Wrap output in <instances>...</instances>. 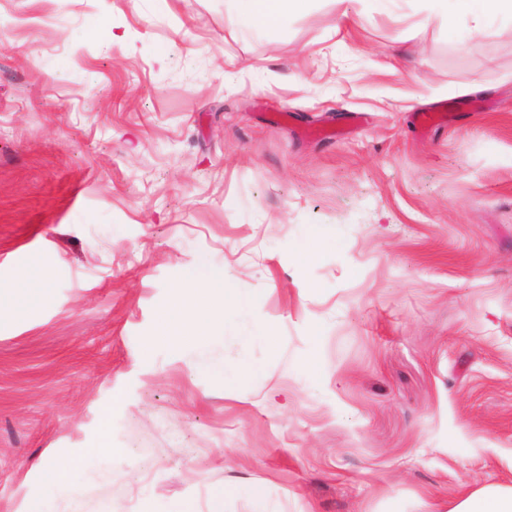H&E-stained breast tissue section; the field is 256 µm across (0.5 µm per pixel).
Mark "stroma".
<instances>
[{
    "label": "stroma",
    "instance_id": "obj_1",
    "mask_svg": "<svg viewBox=\"0 0 512 512\" xmlns=\"http://www.w3.org/2000/svg\"><path fill=\"white\" fill-rule=\"evenodd\" d=\"M21 256L53 300L0 322V512H448L512 487L501 20L0 0V289ZM203 263L243 303L179 345L161 316ZM105 414L113 449L84 457ZM49 456L72 490L45 491ZM72 466L73 463L67 459L47 457L38 464V470L45 485L52 489H63L67 486Z\"/></svg>",
    "mask_w": 512,
    "mask_h": 512
}]
</instances>
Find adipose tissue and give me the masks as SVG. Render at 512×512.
Listing matches in <instances>:
<instances>
[{
	"instance_id": "ef3b65f1",
	"label": "adipose tissue",
	"mask_w": 512,
	"mask_h": 512,
	"mask_svg": "<svg viewBox=\"0 0 512 512\" xmlns=\"http://www.w3.org/2000/svg\"><path fill=\"white\" fill-rule=\"evenodd\" d=\"M12 288L0 289V320L17 321L48 304L53 295L44 265L20 261ZM240 298L224 284V272L199 268L186 274L175 299L164 310L162 330L185 344H201L220 337L224 310ZM449 512H512V487L489 486L463 492Z\"/></svg>"
}]
</instances>
